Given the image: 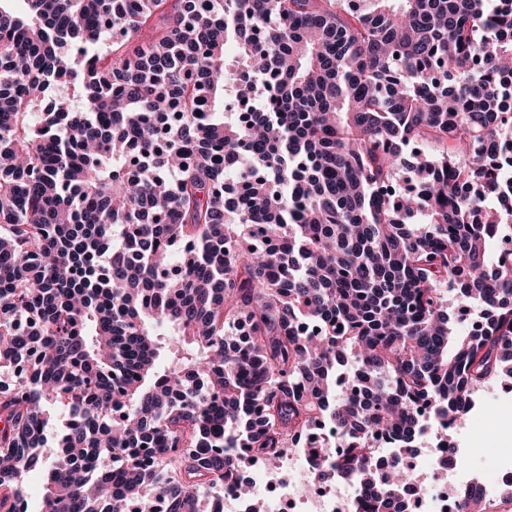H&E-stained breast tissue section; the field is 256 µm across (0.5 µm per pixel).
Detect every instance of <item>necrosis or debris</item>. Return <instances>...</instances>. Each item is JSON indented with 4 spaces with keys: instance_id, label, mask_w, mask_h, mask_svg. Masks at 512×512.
<instances>
[{
    "instance_id": "4bbe7bcc",
    "label": "necrosis or debris",
    "mask_w": 512,
    "mask_h": 512,
    "mask_svg": "<svg viewBox=\"0 0 512 512\" xmlns=\"http://www.w3.org/2000/svg\"><path fill=\"white\" fill-rule=\"evenodd\" d=\"M342 449L339 435L325 431L315 443L299 441L275 461L260 462L244 475L254 490V499L241 498L234 482L224 484V512H253L262 502L264 512H357L360 498L349 484L321 480L319 466L324 457ZM404 463L413 475L405 489L406 512H454L461 491L479 482L486 512H497L496 504L512 496V467L499 468L493 481L483 480L480 472L459 470L449 462L447 449L428 443L407 449Z\"/></svg>"
}]
</instances>
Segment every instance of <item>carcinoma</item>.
I'll use <instances>...</instances> for the list:
<instances>
[{
	"instance_id": "carcinoma-1",
	"label": "carcinoma",
	"mask_w": 512,
	"mask_h": 512,
	"mask_svg": "<svg viewBox=\"0 0 512 512\" xmlns=\"http://www.w3.org/2000/svg\"><path fill=\"white\" fill-rule=\"evenodd\" d=\"M511 221L512 0H0V512L49 404L43 512H222L321 423L404 512L369 439L512 376ZM48 424L46 427V443L41 448V454L46 463H50L58 451L57 444L59 436L64 428V416L58 408L50 405L48 408ZM238 479H233L224 483V512H252L254 510V500L241 498L235 488Z\"/></svg>"
}]
</instances>
